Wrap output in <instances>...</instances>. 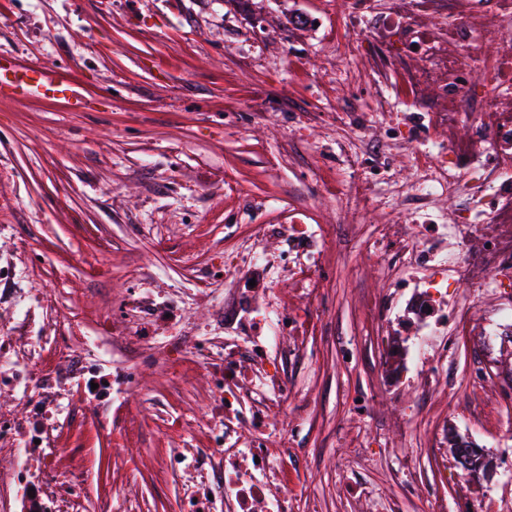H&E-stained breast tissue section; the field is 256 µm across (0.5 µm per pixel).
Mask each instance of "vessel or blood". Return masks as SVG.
<instances>
[{
  "instance_id": "vessel-or-blood-1",
  "label": "vessel or blood",
  "mask_w": 512,
  "mask_h": 512,
  "mask_svg": "<svg viewBox=\"0 0 512 512\" xmlns=\"http://www.w3.org/2000/svg\"><path fill=\"white\" fill-rule=\"evenodd\" d=\"M32 94L47 98H70L74 92L68 83L58 80L45 67L20 68L0 57V97L16 99Z\"/></svg>"
}]
</instances>
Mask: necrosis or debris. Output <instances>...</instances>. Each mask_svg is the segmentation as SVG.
I'll return each instance as SVG.
<instances>
[{
  "label": "necrosis or debris",
  "mask_w": 512,
  "mask_h": 512,
  "mask_svg": "<svg viewBox=\"0 0 512 512\" xmlns=\"http://www.w3.org/2000/svg\"><path fill=\"white\" fill-rule=\"evenodd\" d=\"M366 0L377 37L404 40L408 92L425 111L391 122L384 133L351 127L354 157L385 161L406 153L414 177L398 184L395 220L378 225L366 259L385 277L395 304L382 319L389 335L386 380L402 364H444L453 349L443 335L467 320L449 302V281H472L478 296L512 279V0ZM444 16L439 27L427 16ZM413 23L402 33V21ZM495 53H488V45ZM488 79L477 111L462 109V69ZM482 134L459 147L463 122ZM461 197L465 210L448 209ZM335 240L327 226L289 209L284 224H256L201 264L184 260L180 283L154 287V271L136 267L101 316L98 335H79L89 317L78 300L60 305L33 291L14 257H0V512H85L82 450L67 422L82 418L103 434L135 425L128 395L145 365L173 383L202 373L208 399L187 434L173 438L158 466L179 477L177 512H290L301 495L285 463L292 428L305 411L288 364L326 312L320 288ZM200 323L183 314L200 302ZM276 414L289 425L271 432ZM280 447H270L271 435Z\"/></svg>",
  "instance_id": "obj_1"
}]
</instances>
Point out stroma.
<instances>
[{"instance_id": "1", "label": "stroma", "mask_w": 512, "mask_h": 512, "mask_svg": "<svg viewBox=\"0 0 512 512\" xmlns=\"http://www.w3.org/2000/svg\"><path fill=\"white\" fill-rule=\"evenodd\" d=\"M349 11L326 0H0V56L50 67L85 101L75 109L36 96L0 99V251L33 246L31 287L54 290L64 305L82 291L87 309L102 312L132 265L151 266L159 283L177 281L179 255L204 261L250 225L284 223L289 207L312 208L332 227L346 223L338 197L354 177L395 214L390 186L411 178L408 157L337 172L344 145L336 129L378 126L422 103L373 24H349ZM339 44L374 59L386 96L337 58ZM376 221L366 214L358 237L333 255L321 291L327 321L289 368L308 402L298 453L286 464L289 481L304 487L294 512H420L432 494L447 512H480L489 499L512 512V440L480 421L491 409L512 417V335L498 337L488 356L477 332L493 307L472 304L448 357L445 397L411 416L420 374L409 371L399 393L385 389L381 329L367 311L385 290L363 250ZM156 234L170 239L169 250L152 246ZM107 242L111 253L90 269L87 258ZM480 361L476 386L469 374ZM142 383L166 396L165 412L135 391L137 429L107 437L85 422L71 427L88 470L86 512L119 483L136 486L140 512H173L181 482L152 464L168 446L156 427L164 413L196 419L206 385L197 373L173 385L152 366ZM357 391L372 396L362 415L350 411ZM447 423L493 458L490 476L465 486L453 478ZM352 480L363 496L343 493Z\"/></svg>"}]
</instances>
